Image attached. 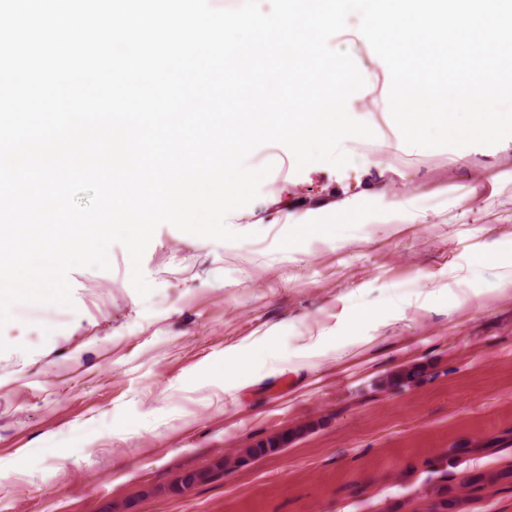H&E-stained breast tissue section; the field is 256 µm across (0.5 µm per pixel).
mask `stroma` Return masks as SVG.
I'll return each instance as SVG.
<instances>
[{
  "label": "stroma",
  "mask_w": 512,
  "mask_h": 512,
  "mask_svg": "<svg viewBox=\"0 0 512 512\" xmlns=\"http://www.w3.org/2000/svg\"><path fill=\"white\" fill-rule=\"evenodd\" d=\"M330 40L364 87L371 139L349 164L288 148L241 238L157 227L140 296L119 243L69 273L71 306L20 304L0 328V512H419L430 464L512 466V138L407 145L386 64L358 30ZM426 376L389 391L406 365ZM280 451L185 492V473L284 431ZM461 512H512V479Z\"/></svg>",
  "instance_id": "35a3bbf8"
}]
</instances>
